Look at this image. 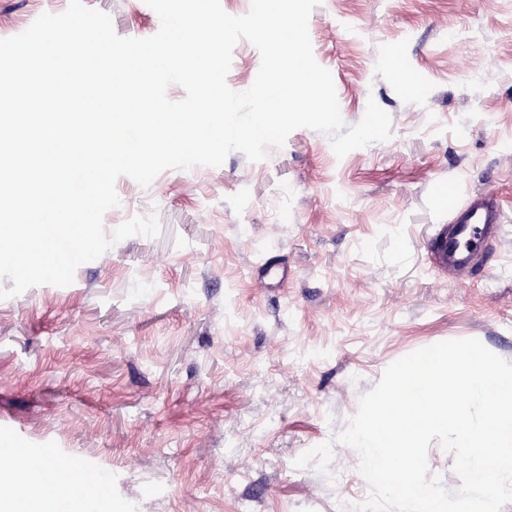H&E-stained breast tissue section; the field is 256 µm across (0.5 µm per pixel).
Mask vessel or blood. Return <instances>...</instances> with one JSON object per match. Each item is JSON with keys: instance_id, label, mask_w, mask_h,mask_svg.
Listing matches in <instances>:
<instances>
[{"instance_id": "vessel-or-blood-1", "label": "vessel or blood", "mask_w": 512, "mask_h": 512, "mask_svg": "<svg viewBox=\"0 0 512 512\" xmlns=\"http://www.w3.org/2000/svg\"><path fill=\"white\" fill-rule=\"evenodd\" d=\"M496 205L472 202L456 211L432 240V252L440 265L461 270L480 252L486 240L502 236Z\"/></svg>"}]
</instances>
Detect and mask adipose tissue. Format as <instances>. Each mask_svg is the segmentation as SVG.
I'll list each match as a JSON object with an SVG mask.
<instances>
[{
    "mask_svg": "<svg viewBox=\"0 0 512 512\" xmlns=\"http://www.w3.org/2000/svg\"><path fill=\"white\" fill-rule=\"evenodd\" d=\"M21 465L29 476L34 496L19 500L1 495L0 512H31L36 506L45 508L46 512H98L97 501L87 497H46L44 490L55 476V469L47 457L26 455L23 456Z\"/></svg>",
    "mask_w": 512,
    "mask_h": 512,
    "instance_id": "obj_1",
    "label": "adipose tissue"
}]
</instances>
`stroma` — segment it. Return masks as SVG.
Here are the masks:
<instances>
[{"instance_id":"1","label":"stroma","mask_w":512,"mask_h":512,"mask_svg":"<svg viewBox=\"0 0 512 512\" xmlns=\"http://www.w3.org/2000/svg\"><path fill=\"white\" fill-rule=\"evenodd\" d=\"M68 3L0 0V38ZM83 3L160 27L144 0ZM308 32L344 122L375 100L388 140L339 158L301 128L259 162L120 177L105 230L154 211L160 234L0 300V443L66 456L103 512H353L336 437L391 363L464 338L512 361V0H322ZM260 64L239 41L228 86ZM469 196L505 237L451 276L430 240ZM264 258L286 282L260 287Z\"/></svg>"}]
</instances>
